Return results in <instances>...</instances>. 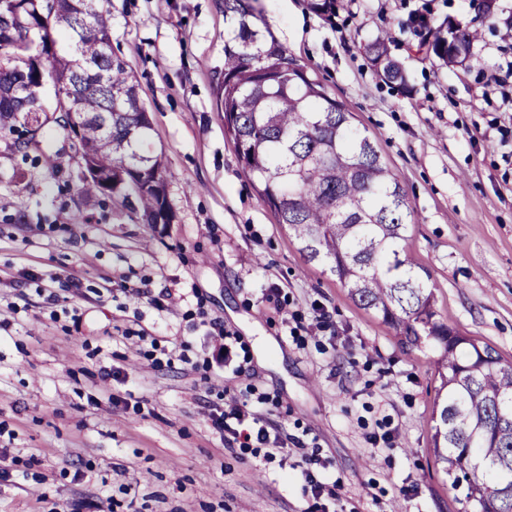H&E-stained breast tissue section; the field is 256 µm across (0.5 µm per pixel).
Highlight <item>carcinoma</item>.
<instances>
[{"mask_svg": "<svg viewBox=\"0 0 512 512\" xmlns=\"http://www.w3.org/2000/svg\"><path fill=\"white\" fill-rule=\"evenodd\" d=\"M105 0H0V134L22 149L63 127L33 93L42 75L65 92L81 132L83 191H132L148 224H170L167 166L149 145L151 124L123 61L112 56ZM495 0H472L465 24L425 21L424 45L444 66L465 68L480 22ZM52 14L51 26L43 16ZM232 33L216 105L244 174L285 224L309 263L328 268L363 309L393 328L407 350L434 342L440 384L431 435L434 463L463 512H512V363L488 344L437 318L435 299L405 249L411 207L374 140L352 113L307 76L288 49L266 36L245 0H224ZM379 75L405 82L387 39L365 46Z\"/></svg>", "mask_w": 512, "mask_h": 512, "instance_id": "cac0c4a2", "label": "carcinoma"}]
</instances>
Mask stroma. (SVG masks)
<instances>
[{
    "instance_id": "stroma-1",
    "label": "stroma",
    "mask_w": 512,
    "mask_h": 512,
    "mask_svg": "<svg viewBox=\"0 0 512 512\" xmlns=\"http://www.w3.org/2000/svg\"><path fill=\"white\" fill-rule=\"evenodd\" d=\"M248 2L404 186L407 251L440 318L511 362L512 0H498L464 68L439 65L415 20L466 21L470 0H336L328 17L307 0ZM106 6L112 54L168 159L174 220L85 197L66 131L21 150L0 135V512H305L296 440L342 479L338 512H461L433 464L438 347L406 350L308 263L242 172L215 100L223 0ZM380 36L405 83L363 52ZM319 309L332 329L317 328ZM221 330L244 346L238 370L202 366ZM184 342L189 363L154 366L152 347ZM249 386V406L291 445L266 465L225 450L214 426L225 392ZM385 432L396 449L372 456L368 435Z\"/></svg>"
}]
</instances>
